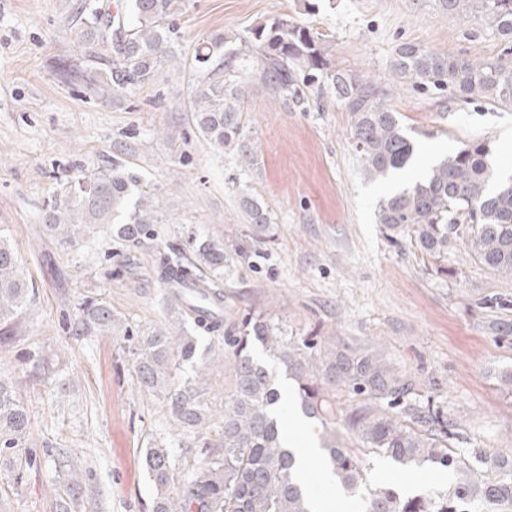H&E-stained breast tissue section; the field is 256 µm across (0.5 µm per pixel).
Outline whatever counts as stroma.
Returning a JSON list of instances; mask_svg holds the SVG:
<instances>
[{
    "label": "stroma",
    "instance_id": "1",
    "mask_svg": "<svg viewBox=\"0 0 512 512\" xmlns=\"http://www.w3.org/2000/svg\"><path fill=\"white\" fill-rule=\"evenodd\" d=\"M76 0H0V228L16 247L34 293L11 336L0 339V378L11 382L30 414L28 449L36 459L22 485L5 490L6 512H57L59 464L83 466V495L72 512H153L145 466L151 439L170 432L162 399L137 389L128 343L120 336H76L80 297L108 301L130 326L164 318L163 292L152 283L157 249L198 231L222 239L230 272L224 303L265 309L293 332L319 331L351 346L383 343L402 369L429 383L457 421L466 448H512V397L497 388L512 369V341L494 338L478 300L512 296V279L457 255L460 274L428 273L410 246L396 247L377 222L388 184L368 179L350 135L351 116L332 89L306 88L305 107L272 96L243 41L257 24L290 16L329 42L333 68L370 78L381 103L411 127L418 173L462 143L491 140L495 158L512 163V106L461 103L396 78V48L417 43L451 56L512 62V39L478 14L461 19L440 0H183L169 17L171 56L153 84L111 95L75 75L83 58L70 32ZM226 38L235 63L224 70L243 92V140L214 149L190 112L199 79L194 50ZM255 153L254 166L240 154ZM120 159L141 174L160 202L156 248L129 256L138 283L111 276L100 241L62 251L39 222L53 179ZM257 198L271 218L270 242L255 243L241 207ZM221 341L212 353L208 399L224 413L229 366ZM371 483L413 496L449 488L441 466L402 468L369 461Z\"/></svg>",
    "mask_w": 512,
    "mask_h": 512
}]
</instances>
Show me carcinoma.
I'll use <instances>...</instances> for the list:
<instances>
[{"mask_svg": "<svg viewBox=\"0 0 512 512\" xmlns=\"http://www.w3.org/2000/svg\"><path fill=\"white\" fill-rule=\"evenodd\" d=\"M181 0H130V9L106 0H80L73 29L82 56L93 63L87 81L103 91L122 93L152 84L166 58L172 32L165 19ZM467 18L479 4L480 18L512 39V0H442ZM260 62L273 96L304 103L302 87H330L351 114V137L371 179L386 180L405 170L416 142L401 113L380 102L375 83L336 71L329 44L301 22L273 17L244 38ZM224 36L197 45L194 66L202 75L192 97L195 124L212 146L238 141L241 89L224 80ZM392 72L419 88L448 91L459 101L512 105V64L440 54L402 43ZM256 241H266L270 216L249 196L242 198ZM378 223L393 243L406 239L426 270L449 280L459 268L451 255L468 256L498 275L512 279V176H499L490 140L462 144L427 171L380 200ZM43 232L67 250L85 238L110 245L112 275L127 274L125 251L147 247L159 238V199L141 177L114 158L106 168L57 180L41 209ZM224 241L193 232L158 258V279L166 299L165 320L132 329L103 299L84 298L77 306V336L115 332L131 341L133 377L139 389L165 400L169 423L191 435L203 460L187 477H178L173 443L154 439L145 449L146 472L156 490L154 512H310L309 495L293 472L294 456L276 413L283 396L273 372L254 359L262 346L285 370L294 387L293 404L321 425V462L336 486L363 500L366 512H471L478 503L512 506V448L489 453L457 448L458 423L448 419L423 383L399 367L382 347L350 349L334 338L293 335L261 309L240 315L223 306ZM30 283L20 274L16 249L0 233V325L10 332L30 300ZM482 305L494 316L486 328L497 337L512 336V320L495 312L512 299L487 295ZM221 337L231 359L232 379L224 389V419L219 438L203 429L212 423L203 394L207 363H198V337ZM30 416L14 386L0 381V470L10 485L23 483L35 464L26 451ZM353 436L355 448L343 439ZM369 456L401 467L439 465L458 474L442 493L403 496L393 488L372 486L366 476ZM82 477L64 471L58 512H69Z\"/></svg>", "mask_w": 512, "mask_h": 512, "instance_id": "1", "label": "carcinoma"}]
</instances>
